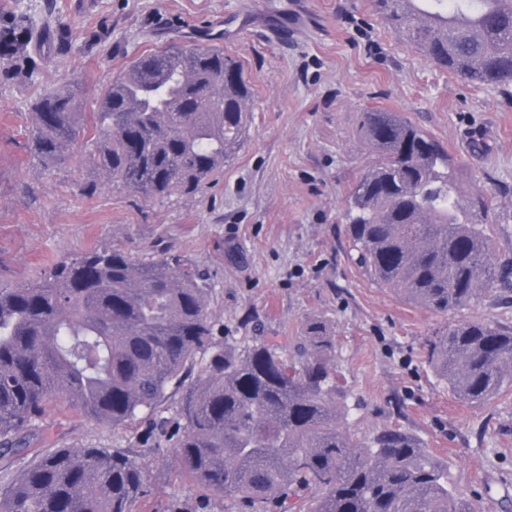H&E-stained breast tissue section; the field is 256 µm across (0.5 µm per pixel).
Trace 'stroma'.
I'll list each match as a JSON object with an SVG mask.
<instances>
[{
    "label": "stroma",
    "instance_id": "obj_1",
    "mask_svg": "<svg viewBox=\"0 0 512 512\" xmlns=\"http://www.w3.org/2000/svg\"><path fill=\"white\" fill-rule=\"evenodd\" d=\"M54 3L57 23L28 46L37 79L0 73V284L16 286L56 261L122 249L137 259L167 251L194 260L212 288L217 338L295 337L309 317L336 338L347 427L414 435L448 467L450 489L480 512L512 500V388L471 408L433 374L432 334L462 321L512 325V302L486 298L436 315L373 283L351 261L343 212L352 183L377 158L356 136L363 110L403 113L448 150L462 200L484 197L496 261L512 260V94L480 88L400 43L370 0H0V24ZM234 17L222 44L255 93L254 121L234 161L202 192L145 201L112 182L81 187L89 163L34 159L28 146L37 93L71 84L80 111L134 53L205 42ZM31 451L119 448L144 469L137 512H241L195 483L173 442H146L150 418L115 428L49 407Z\"/></svg>",
    "mask_w": 512,
    "mask_h": 512
}]
</instances>
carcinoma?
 <instances>
[{
  "mask_svg": "<svg viewBox=\"0 0 512 512\" xmlns=\"http://www.w3.org/2000/svg\"><path fill=\"white\" fill-rule=\"evenodd\" d=\"M389 29L467 83L512 86V0H372ZM25 14L0 26V70L32 76ZM77 89L31 106L30 150L46 163L87 150L88 195L110 181L146 200L197 194L230 162L252 120L242 65L218 45L145 50L103 87L92 112ZM358 138L381 160L348 193L351 258L373 281L435 314L512 291L487 225L460 201L448 151L398 112L361 114ZM336 340L308 318L293 341H218L207 279L160 253L121 249L55 262L38 279L0 285V457L24 455L47 407L62 401L114 426L158 413L183 391L177 455L185 474L248 512H477L448 489V466L407 432L367 437L343 426L347 395ZM425 359L456 399L485 406L512 387V326L468 321L426 341ZM143 468L108 448L34 455L0 489V512H135Z\"/></svg>",
  "mask_w": 512,
  "mask_h": 512,
  "instance_id": "cac0c4a2",
  "label": "carcinoma"
}]
</instances>
